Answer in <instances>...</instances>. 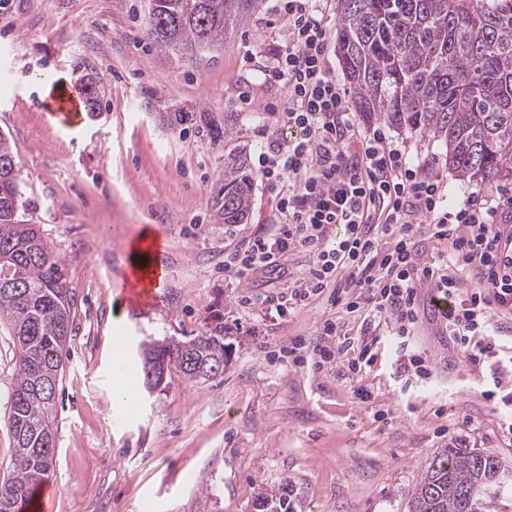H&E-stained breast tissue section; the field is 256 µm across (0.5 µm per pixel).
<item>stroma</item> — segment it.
I'll use <instances>...</instances> for the list:
<instances>
[{"mask_svg":"<svg viewBox=\"0 0 512 512\" xmlns=\"http://www.w3.org/2000/svg\"><path fill=\"white\" fill-rule=\"evenodd\" d=\"M149 0H7L0 9V135L22 167L18 217L37 225L65 263L74 295L72 337L56 397L54 493L49 512H252L263 488L290 478L307 491L305 512H407L429 459L463 443L512 464V319H494L499 346L480 363L462 362L419 289L413 348L429 375L402 376L398 354L380 336L378 359L362 373L369 401L339 367L316 373L279 359L294 340L313 344L325 320L359 332L360 321L324 298L266 311L265 297L305 277L311 258L294 252L288 276L224 278V254L271 229L269 197L252 189L249 214L230 226L218 216L224 157L249 159L289 131L259 137L267 104L287 91L263 69L288 43L275 0L222 46L176 62L146 40ZM96 82L100 112L66 124L49 116L46 78L80 87ZM169 112L226 117L223 146L193 129L170 130ZM449 204L512 194V185L464 180L439 141L388 127ZM120 238H113V230ZM162 247L151 262L166 280L143 307L118 288L137 262L143 230ZM224 312L228 363L223 376L188 381L177 371L155 391L137 388L135 415L114 407L123 370L138 371L140 345L198 335ZM498 396L486 398L485 390Z\"/></svg>","mask_w":512,"mask_h":512,"instance_id":"1","label":"stroma"}]
</instances>
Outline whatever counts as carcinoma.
I'll return each mask as SVG.
<instances>
[{
    "label": "carcinoma",
    "instance_id": "1",
    "mask_svg": "<svg viewBox=\"0 0 512 512\" xmlns=\"http://www.w3.org/2000/svg\"><path fill=\"white\" fill-rule=\"evenodd\" d=\"M262 0H150L147 39L177 61L218 47ZM337 53L355 108L442 142L448 166L468 180L512 184V0H337ZM195 132L213 145L229 138L224 123ZM21 167L0 135V325L13 336L15 373L4 421L13 440L0 480V512H23L53 470L55 400L74 305L62 260L34 224L18 220ZM246 151L224 160L226 224H241L251 204ZM224 315L207 318L189 339L144 345L142 384L164 366L191 381L224 374ZM512 467L477 448L452 444L428 462L408 512H493L512 496L500 476ZM303 487L286 479L260 491L255 512H303Z\"/></svg>",
    "mask_w": 512,
    "mask_h": 512
}]
</instances>
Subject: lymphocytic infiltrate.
<instances>
[{
  "mask_svg": "<svg viewBox=\"0 0 512 512\" xmlns=\"http://www.w3.org/2000/svg\"><path fill=\"white\" fill-rule=\"evenodd\" d=\"M277 12L288 20L289 43L264 76L288 98L266 110L275 128L295 137L287 151L261 153L256 171L278 224L229 253L225 276L238 283L264 271L284 276L289 253L311 255L306 277L270 298L277 315H285L289 299L324 294L364 322L353 338L342 324L325 321L321 343L289 348L293 363L310 362L314 372L339 362L358 379L375 359L372 336L383 324L409 366L422 370L409 346L422 287L444 302L462 360L480 362L498 341L493 318L512 316V199L448 207L424 164H413L383 127L359 128L329 58L325 0H278ZM425 236L437 245L427 261ZM465 273L477 276L479 287L463 289ZM329 337L335 346L326 345Z\"/></svg>",
  "mask_w": 512,
  "mask_h": 512,
  "instance_id": "f902f5d3",
  "label": "lymphocytic infiltrate"
}]
</instances>
